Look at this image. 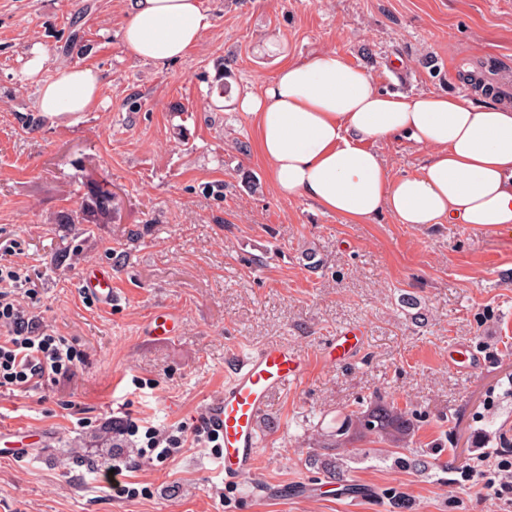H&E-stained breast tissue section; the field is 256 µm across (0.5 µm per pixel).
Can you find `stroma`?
Here are the masks:
<instances>
[{"label":"stroma","instance_id":"35a3bbf8","mask_svg":"<svg viewBox=\"0 0 512 512\" xmlns=\"http://www.w3.org/2000/svg\"><path fill=\"white\" fill-rule=\"evenodd\" d=\"M203 2L210 27L160 69L122 42L130 0H0V257L34 285L28 314L85 354L72 381L0 393L1 430L51 435L24 461L0 458V512H512L482 490L496 449L512 448V229L402 224L389 213L354 224L283 199L255 152L251 116L233 104L317 51L387 90L472 97L458 77L467 62L512 68V0ZM71 32L80 46L69 50ZM77 63L99 75L96 110L23 125L41 82ZM374 147L396 175L423 163L406 141ZM101 177L118 207L75 236L61 218L79 209L82 182ZM216 183L223 198L208 192ZM73 238L79 255L61 253ZM95 264L112 268L116 305L82 293ZM163 307L181 320L172 341L142 333ZM349 326L363 332L360 353L327 363L326 342ZM270 343L312 366L272 395L252 476L225 481L215 453L190 444L136 471L149 495L113 498L112 456L95 446L104 428L194 427L224 389L228 357ZM456 347L473 351L471 371L449 368ZM380 401L413 417L409 436L353 438L340 480L306 464L337 421ZM417 456L428 469L407 467ZM467 464L473 481L456 483Z\"/></svg>","mask_w":512,"mask_h":512}]
</instances>
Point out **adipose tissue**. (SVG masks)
Wrapping results in <instances>:
<instances>
[{"mask_svg": "<svg viewBox=\"0 0 512 512\" xmlns=\"http://www.w3.org/2000/svg\"><path fill=\"white\" fill-rule=\"evenodd\" d=\"M202 0H132L126 46L158 68L183 59L210 27ZM99 76L59 70L39 89L44 115L91 111ZM248 113L270 184L357 224L389 213L402 224L512 225V108L446 93L381 89L367 70L331 52L288 62L237 99ZM403 138L424 150L395 175L374 147Z\"/></svg>", "mask_w": 512, "mask_h": 512, "instance_id": "1", "label": "adipose tissue"}]
</instances>
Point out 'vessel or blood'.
<instances>
[{"label":"vessel or blood","instance_id":"1","mask_svg":"<svg viewBox=\"0 0 512 512\" xmlns=\"http://www.w3.org/2000/svg\"><path fill=\"white\" fill-rule=\"evenodd\" d=\"M112 271L103 266L88 267L82 275L83 294L93 302L111 305L114 298ZM148 335L170 337L177 333V319L171 313H155L146 325ZM361 341L356 330L336 336L328 351L331 361L354 357ZM229 374L222 395L209 403L204 417L221 437L220 467L230 479L252 475L259 458V425L273 393L302 380L310 362L285 344H270L248 356H231Z\"/></svg>","mask_w":512,"mask_h":512}]
</instances>
